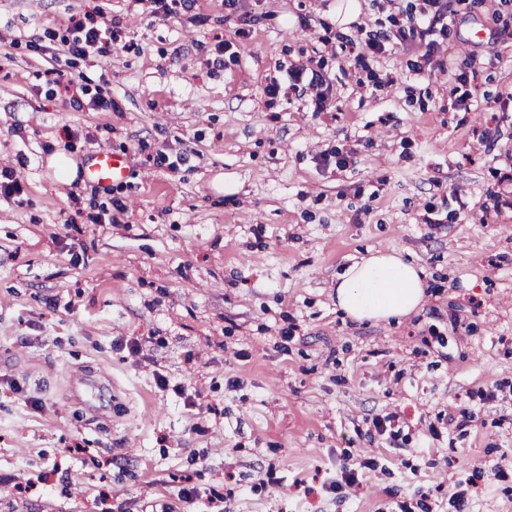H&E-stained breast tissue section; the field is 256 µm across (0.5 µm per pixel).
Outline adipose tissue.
<instances>
[{
	"label": "adipose tissue",
	"mask_w": 512,
	"mask_h": 512,
	"mask_svg": "<svg viewBox=\"0 0 512 512\" xmlns=\"http://www.w3.org/2000/svg\"><path fill=\"white\" fill-rule=\"evenodd\" d=\"M336 307L363 323L401 324L426 301L422 271L400 253H375L348 265L336 277Z\"/></svg>",
	"instance_id": "ef3b65f1"
}]
</instances>
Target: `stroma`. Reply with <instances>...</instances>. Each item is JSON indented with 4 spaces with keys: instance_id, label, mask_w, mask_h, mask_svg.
<instances>
[{
    "instance_id": "1",
    "label": "stroma",
    "mask_w": 512,
    "mask_h": 512,
    "mask_svg": "<svg viewBox=\"0 0 512 512\" xmlns=\"http://www.w3.org/2000/svg\"><path fill=\"white\" fill-rule=\"evenodd\" d=\"M447 4L427 61L432 0H0V512H512V0ZM393 250L426 305L344 317ZM85 15L83 19H72V38L64 42V52L71 56L86 57L94 52L106 53L108 41L112 39L111 26L104 17ZM126 162L122 155L114 154L109 150L96 153L88 168V175L99 183H111L112 180L126 175ZM423 271L400 253L377 252L336 277V308L352 321L400 325L426 301Z\"/></svg>"
}]
</instances>
